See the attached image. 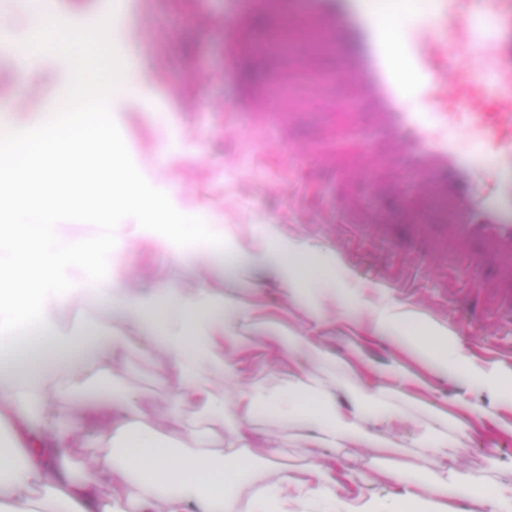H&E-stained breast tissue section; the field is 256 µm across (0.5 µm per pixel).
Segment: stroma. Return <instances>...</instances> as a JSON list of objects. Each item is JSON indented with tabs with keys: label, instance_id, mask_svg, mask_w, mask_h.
I'll return each instance as SVG.
<instances>
[{
	"label": "stroma",
	"instance_id": "stroma-1",
	"mask_svg": "<svg viewBox=\"0 0 512 512\" xmlns=\"http://www.w3.org/2000/svg\"><path fill=\"white\" fill-rule=\"evenodd\" d=\"M156 31H138L142 66L114 92L112 112L127 149L146 180L164 191L180 212L224 227L225 253L212 287L224 294L225 327L241 337L245 353H229L248 368L236 382L251 384L269 374L286 375L309 360L299 339L316 341L323 353L322 377L338 411L353 409L350 383L396 391L400 417L375 411L361 416L362 435L326 446L318 429L292 427L280 432L266 412L252 426L258 438L287 439L286 453L253 451L244 480L231 495L246 498L277 476L316 463L350 469L369 481V491L387 501L403 493L389 470H412L422 484L435 473L453 470L493 488L512 485V329L502 320L496 295V269L464 274L446 253L448 208L434 202L432 231L422 236L410 222L400 195L388 191L363 196L358 180L334 182L315 164V154L288 157L277 148V126L254 133L238 115L239 138L224 134L219 104L235 105L238 87L260 81L278 59L259 52L238 78L224 75V0H211L216 17L203 27L167 0H145ZM209 78L189 84V66ZM69 81L67 63L55 56L20 65L0 47V98L17 105L11 125L28 129L61 98ZM335 87L305 89L307 112L296 138L324 150L328 120L320 95ZM112 270L135 276L143 288L165 283L197 286L194 263H178L168 249L137 235L114 242ZM305 273L283 293L288 268ZM410 336H441L448 359L433 363L406 343ZM84 382L71 394L73 404L100 407L135 395L145 419L168 446L186 452L189 435L202 424L192 410L179 422L166 419L169 392L149 358L135 352L100 376L84 369ZM389 443L383 454L376 440ZM438 448L425 459L422 445Z\"/></svg>",
	"mask_w": 512,
	"mask_h": 512
}]
</instances>
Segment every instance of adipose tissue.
I'll list each match as a JSON object with an SVG mask.
<instances>
[{"mask_svg": "<svg viewBox=\"0 0 512 512\" xmlns=\"http://www.w3.org/2000/svg\"><path fill=\"white\" fill-rule=\"evenodd\" d=\"M100 109L97 102H86L78 124L59 113L50 125L31 129L23 149L0 144V340L26 321L41 330L38 356L27 366H15L13 350L0 347V426H7L10 436L0 446V512H33L38 496L48 512H447L448 493L471 494L473 483L448 471L425 488L398 470L394 477L404 480L405 492L394 501L378 503L361 486L341 497L335 472L313 464L248 498L228 494V485L246 468L241 448L252 439L250 423L258 408H266L283 431L316 424L332 446L359 433L361 409L381 405L384 398L357 387L356 410L336 411L314 362L291 379L241 386L231 395L217 392L208 377L228 372L227 353L239 348L241 339L226 335L224 303L207 276L199 277L193 291L160 285L145 298L121 278H98V271L112 268L111 240L93 248L75 237L58 246L55 215L65 198L55 171L43 161L78 143L88 159H99L106 143ZM27 210L41 211L44 222L16 223L15 215ZM77 297L108 303L114 318L136 327L137 335L65 333L61 321ZM135 349L152 355L158 378L167 383L170 417L189 404L218 426L232 418L237 447L225 449L223 438L214 437L203 439L197 453L176 454L144 428L133 398L106 411L88 407L80 413L66 405V390L52 385L75 359L108 375ZM84 427L95 439L111 442L112 454L78 473L70 450ZM108 468L116 477L104 496L100 479Z\"/></svg>", "mask_w": 512, "mask_h": 512, "instance_id": "ef3b65f1", "label": "adipose tissue"}]
</instances>
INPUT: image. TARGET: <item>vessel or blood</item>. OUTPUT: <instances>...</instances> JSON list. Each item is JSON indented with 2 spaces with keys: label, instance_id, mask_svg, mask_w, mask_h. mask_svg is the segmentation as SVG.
<instances>
[{
  "label": "vessel or blood",
  "instance_id": "obj_1",
  "mask_svg": "<svg viewBox=\"0 0 512 512\" xmlns=\"http://www.w3.org/2000/svg\"><path fill=\"white\" fill-rule=\"evenodd\" d=\"M139 0H98L96 16L121 17ZM400 0H225L224 68L237 70L258 49L254 24L264 20L267 41L283 45L278 71L240 94L254 123L275 119L279 145L296 153L292 134L305 105L289 102L285 87L320 82L317 63L336 57L334 84L359 111L349 122H330L327 136L346 126L361 131L354 152L325 157L341 180L359 175L379 193L380 172L411 177L419 197L447 201L453 216L448 244L467 269L487 258L512 260V0H484L478 10L452 12L448 0H419L399 25L383 16ZM494 165L498 181L484 190L476 174Z\"/></svg>",
  "mask_w": 512,
  "mask_h": 512
}]
</instances>
